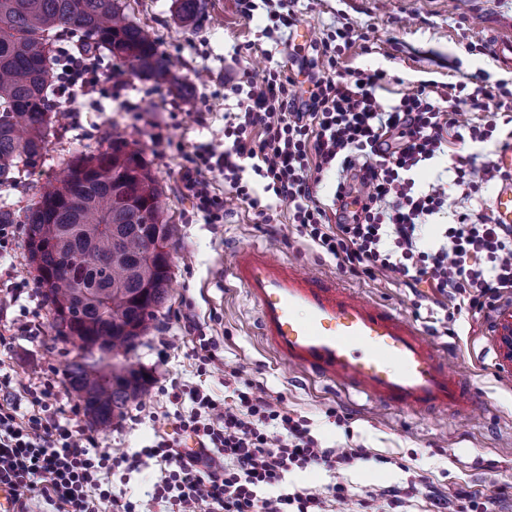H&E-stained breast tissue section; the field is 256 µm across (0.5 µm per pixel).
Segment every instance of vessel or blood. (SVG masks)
<instances>
[{"instance_id":"b4317fda","label":"vessel or blood","mask_w":512,"mask_h":512,"mask_svg":"<svg viewBox=\"0 0 512 512\" xmlns=\"http://www.w3.org/2000/svg\"><path fill=\"white\" fill-rule=\"evenodd\" d=\"M491 212L512 224V180L500 184ZM227 271L252 304L266 347L289 368L389 409L466 417L481 408L469 376L397 309L259 244L236 249Z\"/></svg>"}]
</instances>
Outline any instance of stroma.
<instances>
[{"label": "stroma", "instance_id": "1", "mask_svg": "<svg viewBox=\"0 0 512 512\" xmlns=\"http://www.w3.org/2000/svg\"><path fill=\"white\" fill-rule=\"evenodd\" d=\"M126 5L132 20L177 60L176 84L158 85L133 75L125 90L115 91L106 74L117 67V59L97 57L100 78L95 87L77 91L70 101L69 117L49 145L44 164L20 173L15 185L0 187V206L24 214L41 187L60 176L63 158L72 153L107 146L116 133L139 141L163 188L166 215L179 228L170 299L135 354L150 376L148 392L129 404L121 422L92 426L64 378V366L77 351L53 339L49 308L28 262L23 224L16 225L15 243L0 260L8 271L0 277V299L9 288L19 295L10 306H0V326L10 328L0 370L10 375L13 390L20 393L49 380L58 405L87 428L89 447L138 451L152 444L156 419H164L169 431L174 413L190 408L189 400H168L171 385L199 387L219 399L233 396L219 372L197 373L193 337L178 318L190 310L214 337L217 357L267 393L282 395L284 407L307 420L321 445L363 448L371 456L333 475L320 468L292 473L289 483L320 489L338 482L355 501L373 488L403 485L419 475L441 489L469 484L482 499L512 485V381L492 349L491 310L465 309L450 322L435 304L429 284H420L414 293L392 281L339 273L334 259L289 224L283 205L266 226L257 223L247 205L231 199L223 223H208L182 181L194 144L224 146V115L237 109L236 97H225V85L245 75L262 80L269 69L287 63L303 37L319 39L345 24L354 26L360 39L341 56L336 72L385 70L391 81L376 92L382 104L399 101L425 80L463 81L471 91L503 83L512 90V67L488 50L495 41L512 39V0H288L296 24L281 29L269 18L278 9L276 0L260 6L250 20L241 16L236 0H206L202 16L193 23L181 21L180 0H126ZM252 243L402 310L470 371L485 409L469 422L458 421L450 411L421 417L367 408L322 383L287 376L262 343L252 305L226 274L230 253ZM448 327L453 330L449 336L444 333ZM162 349L167 352L163 359L158 356ZM332 409L349 412V419L336 422L328 415Z\"/></svg>", "mask_w": 512, "mask_h": 512}]
</instances>
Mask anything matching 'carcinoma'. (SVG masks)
I'll return each mask as SVG.
<instances>
[{
  "label": "carcinoma",
  "instance_id": "obj_1",
  "mask_svg": "<svg viewBox=\"0 0 512 512\" xmlns=\"http://www.w3.org/2000/svg\"><path fill=\"white\" fill-rule=\"evenodd\" d=\"M205 0H181L196 20ZM102 50L146 80L173 79L171 61L130 19L124 0H0V186L42 165L57 137L58 47L70 36ZM163 189L136 140L71 156L56 183L24 215L30 265L52 316L54 340L78 350L65 379L101 427L144 391L134 361L168 299L170 265L146 256L147 243L173 250L177 227L165 217Z\"/></svg>",
  "mask_w": 512,
  "mask_h": 512
}]
</instances>
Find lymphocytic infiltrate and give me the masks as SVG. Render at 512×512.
Listing matches in <instances>:
<instances>
[{
	"instance_id": "f902f5d3",
	"label": "lymphocytic infiltrate",
	"mask_w": 512,
	"mask_h": 512,
	"mask_svg": "<svg viewBox=\"0 0 512 512\" xmlns=\"http://www.w3.org/2000/svg\"><path fill=\"white\" fill-rule=\"evenodd\" d=\"M355 29L312 41L297 65L296 75L270 70L259 82L231 86L239 109L224 115V152L199 147L183 179L198 209L210 223L223 219L225 205L212 191L204 171L219 172L232 196L255 209L262 223H271L261 209L259 192L270 193L288 207L291 223L342 273L357 279L384 275L409 289L426 283L449 302L475 311L493 307L512 291V225L496 224L473 210L455 212L441 230L442 244L419 245V231L448 202L444 186L416 190L414 173L443 153L448 140L512 144V113L500 120H459L447 101H462L471 110L487 111L496 93H465L463 85L421 82L384 107L375 90L385 83L384 70H357L346 80L332 78L344 48L356 42ZM307 89H298V75ZM338 169L335 215H328L317 196L324 171ZM253 172L262 182L254 189L244 181ZM455 186L470 192L482 185L512 179L495 163H475L457 156L452 167ZM227 378L243 382L229 404L201 390H190V411L178 414L177 426L196 441L183 451L168 434L135 453L109 454L85 447L84 432L62 422L52 403V386L43 384L16 399L8 376L0 377V483L14 492L16 512H30L33 500L53 512H140L138 502L105 489L102 475L138 470L143 459L156 460L161 476L152 499L166 512H333L346 503L339 483L320 490L289 489L286 477L318 467L328 472L367 459L362 448H326L315 439L305 419L291 415L283 399L256 393L239 369ZM418 491L382 486L359 505L366 512H403ZM431 512H496L512 502V493L498 490L478 502L468 486L452 490L428 487Z\"/></svg>"
}]
</instances>
